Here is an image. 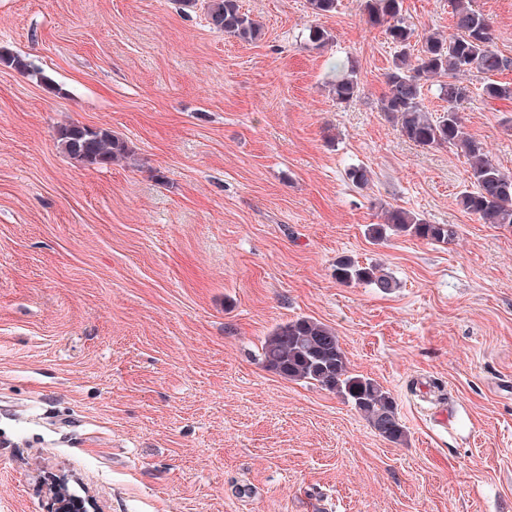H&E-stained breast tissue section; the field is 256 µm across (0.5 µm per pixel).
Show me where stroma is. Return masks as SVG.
Wrapping results in <instances>:
<instances>
[{
	"mask_svg": "<svg viewBox=\"0 0 512 512\" xmlns=\"http://www.w3.org/2000/svg\"><path fill=\"white\" fill-rule=\"evenodd\" d=\"M239 2L259 40L212 28L205 0H0V49L33 66L0 65V512H52L62 477L98 512H512V227L459 206L461 150L382 112L394 47L365 0ZM472 5L512 58V0ZM403 12L454 32L452 0ZM466 81L463 130L512 173V101ZM69 122L132 160L70 158ZM391 208L457 236L371 243ZM343 258L396 288L338 282ZM301 317L390 393L404 441L263 365ZM360 85L354 67L348 68L345 73L336 77L332 84V95L338 104H347L360 94Z\"/></svg>",
	"mask_w": 512,
	"mask_h": 512,
	"instance_id": "35a3bbf8",
	"label": "stroma"
}]
</instances>
